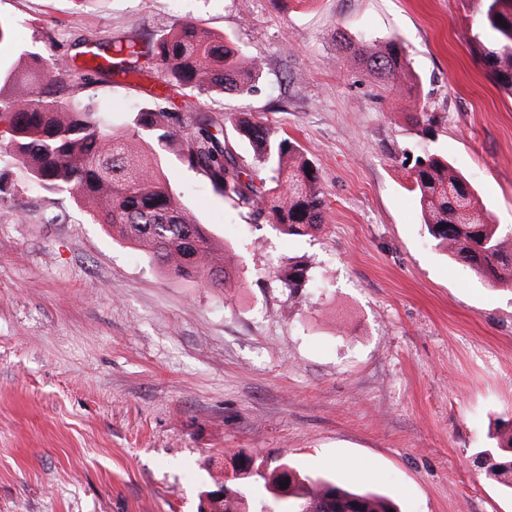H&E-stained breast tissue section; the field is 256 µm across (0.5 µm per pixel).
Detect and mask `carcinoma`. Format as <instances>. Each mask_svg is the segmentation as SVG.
<instances>
[{
	"mask_svg": "<svg viewBox=\"0 0 512 512\" xmlns=\"http://www.w3.org/2000/svg\"><path fill=\"white\" fill-rule=\"evenodd\" d=\"M481 25L473 45L492 79L512 94V0H483ZM353 56L380 79L402 75L407 61L393 39L367 41L351 48ZM135 46L103 50L75 69L56 59L44 79L26 71L5 77L0 85V113L9 116L8 147L13 158L45 192L81 201L92 221L106 224L120 240L143 249L166 274L195 279L207 288L228 287L224 250L185 208L168 181L163 161L175 155L190 169L205 174L213 188L289 235H305L325 223L327 204L320 176L311 160L288 138L276 137L255 117H238L235 126L254 145L266 176L247 173L226 147L224 126L207 115L188 125L173 111L170 96L153 94L133 118L130 133L112 129L90 101L60 96L81 90L102 73L141 75L144 67ZM161 81L175 90L247 95L256 88L259 60L191 21L163 35L149 58ZM145 132L147 148L135 138ZM421 216L435 247L468 265L489 284L512 286V225L492 224L481 214L469 180L431 153L416 160L411 172ZM310 262H290L281 282L293 292L309 286ZM485 468L503 492L512 495V433L494 448L478 451ZM280 463L273 469L240 478L231 485L217 512H246L250 501L259 512L270 502V487L279 483ZM288 508L274 512H394L385 497L352 492L325 477L294 472L288 484Z\"/></svg>",
	"mask_w": 512,
	"mask_h": 512,
	"instance_id": "cac0c4a2",
	"label": "carcinoma"
}]
</instances>
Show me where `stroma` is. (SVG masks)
Segmentation results:
<instances>
[{
	"label": "stroma",
	"mask_w": 512,
	"mask_h": 512,
	"mask_svg": "<svg viewBox=\"0 0 512 512\" xmlns=\"http://www.w3.org/2000/svg\"><path fill=\"white\" fill-rule=\"evenodd\" d=\"M482 0H0L16 41L80 63L96 44L149 52L185 20L262 62L256 90L199 95L227 148L259 165L249 112L317 168L328 221L290 236L166 157L182 203L237 271L175 279L33 186L0 146V512H198L238 453L293 463L399 512H512L479 467L512 418V288L437 249L409 192L442 153L496 224L512 225V95L469 38ZM397 40L384 83L339 42ZM157 75L84 89L131 125ZM29 217H21L22 208ZM311 263L294 294L280 276Z\"/></svg>",
	"instance_id": "obj_1"
}]
</instances>
